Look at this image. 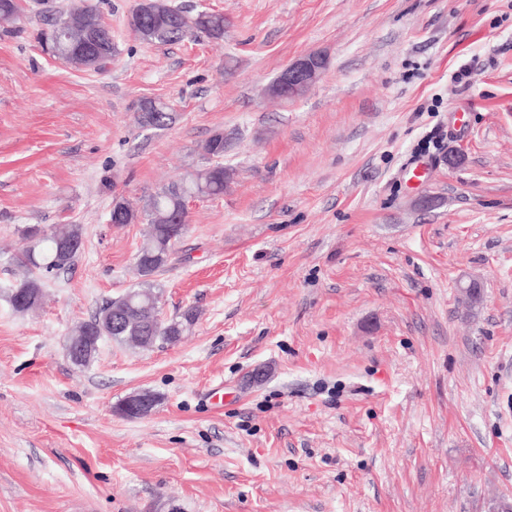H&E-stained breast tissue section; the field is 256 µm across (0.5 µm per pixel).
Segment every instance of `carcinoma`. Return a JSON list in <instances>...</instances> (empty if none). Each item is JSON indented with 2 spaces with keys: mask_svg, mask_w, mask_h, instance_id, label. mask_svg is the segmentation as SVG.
<instances>
[{
  "mask_svg": "<svg viewBox=\"0 0 512 512\" xmlns=\"http://www.w3.org/2000/svg\"><path fill=\"white\" fill-rule=\"evenodd\" d=\"M92 21L103 32L107 48L96 58L92 70L101 72L112 64L115 46L108 27L90 6L71 8L59 13L51 27L40 33L39 40L53 56L71 63L80 44L85 22ZM131 31L141 40L153 44H171L193 34L204 33L214 40L224 37V15L208 11L193 16L171 3V0H140L129 18ZM172 120L168 107L156 101L139 105L137 122L163 129ZM205 164L173 183L147 196L140 207L124 202L115 224L148 225V232L138 249L136 266L139 282L123 295L112 299L74 330L80 342L89 347L88 362L98 354L92 336H102L118 344H134L141 348L157 343H174L188 332L196 320L193 309L184 310L172 319L160 317L162 297L157 274L168 264L173 246L181 237L188 221L186 202L192 198L219 197L224 194L228 173L224 171V133H214L203 145ZM83 244V229L70 224L61 231L41 236L34 249L21 247L15 258L20 279L15 290L33 294L43 286V277L70 270Z\"/></svg>",
  "mask_w": 512,
  "mask_h": 512,
  "instance_id": "carcinoma-1",
  "label": "carcinoma"
}]
</instances>
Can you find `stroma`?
I'll list each match as a JSON object with an SVG mask.
<instances>
[{
	"mask_svg": "<svg viewBox=\"0 0 512 512\" xmlns=\"http://www.w3.org/2000/svg\"><path fill=\"white\" fill-rule=\"evenodd\" d=\"M86 2L105 72L35 38L72 0L0 21V512L512 501V0H173L224 37L169 45L131 32L138 0ZM309 54L317 85L271 97ZM146 100L167 128L137 123ZM218 131L230 180L189 202L158 276L191 332L74 366V328L137 282L146 227L110 223L113 198L180 181ZM66 224L74 267L14 312L23 231ZM140 391L152 412L118 415Z\"/></svg>",
	"mask_w": 512,
	"mask_h": 512,
	"instance_id": "obj_1",
	"label": "stroma"
}]
</instances>
